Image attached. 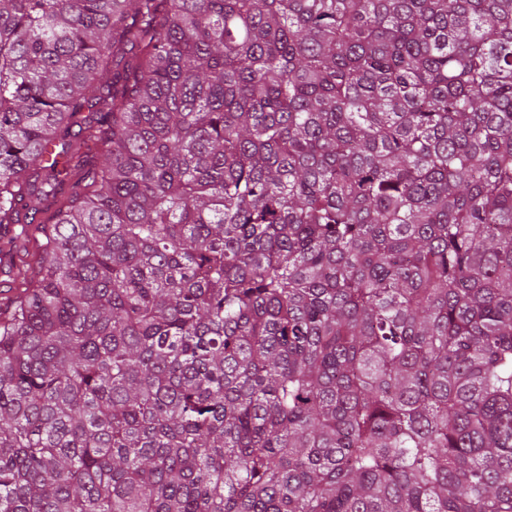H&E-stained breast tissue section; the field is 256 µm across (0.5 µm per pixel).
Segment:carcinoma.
<instances>
[{
    "label": "carcinoma",
    "mask_w": 512,
    "mask_h": 512,
    "mask_svg": "<svg viewBox=\"0 0 512 512\" xmlns=\"http://www.w3.org/2000/svg\"><path fill=\"white\" fill-rule=\"evenodd\" d=\"M0 268V512H512V0H0Z\"/></svg>",
    "instance_id": "1"
}]
</instances>
